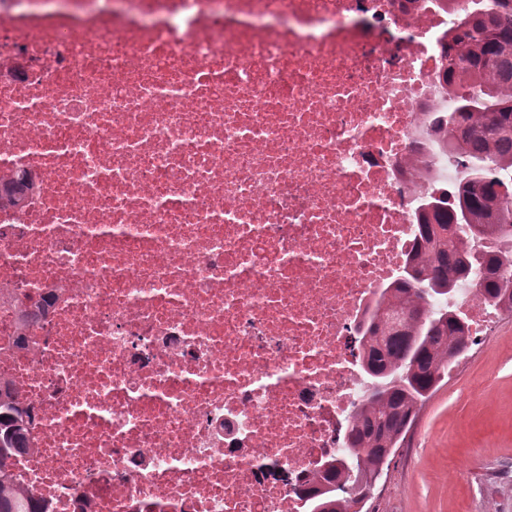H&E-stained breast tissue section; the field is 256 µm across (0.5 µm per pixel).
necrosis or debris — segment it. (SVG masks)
I'll return each mask as SVG.
<instances>
[{
	"label": "necrosis or debris",
	"mask_w": 512,
	"mask_h": 512,
	"mask_svg": "<svg viewBox=\"0 0 512 512\" xmlns=\"http://www.w3.org/2000/svg\"><path fill=\"white\" fill-rule=\"evenodd\" d=\"M446 0H0V391L46 512H305L357 327L456 185ZM477 344L495 315L448 299Z\"/></svg>",
	"instance_id": "4bbe7bcc"
}]
</instances>
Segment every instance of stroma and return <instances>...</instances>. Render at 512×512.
<instances>
[{"label":"stroma","mask_w":512,"mask_h":512,"mask_svg":"<svg viewBox=\"0 0 512 512\" xmlns=\"http://www.w3.org/2000/svg\"><path fill=\"white\" fill-rule=\"evenodd\" d=\"M367 512H512V315L419 412Z\"/></svg>","instance_id":"stroma-1"}]
</instances>
